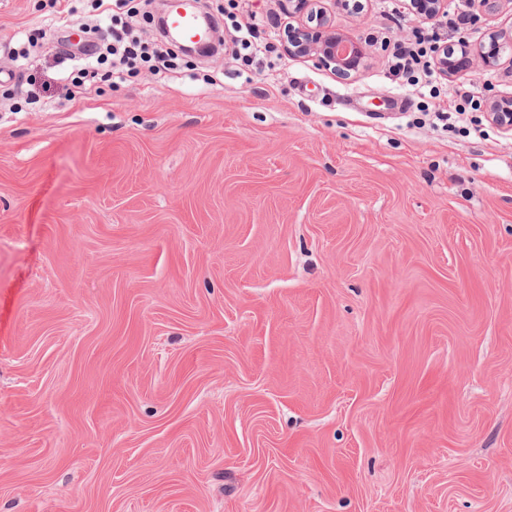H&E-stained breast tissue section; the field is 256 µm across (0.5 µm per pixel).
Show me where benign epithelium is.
Masks as SVG:
<instances>
[{
  "mask_svg": "<svg viewBox=\"0 0 512 512\" xmlns=\"http://www.w3.org/2000/svg\"><path fill=\"white\" fill-rule=\"evenodd\" d=\"M288 13L306 17V23L286 29L283 50L293 56H313L340 78L347 79L364 66L367 51L358 41L336 29L330 17V7H346L349 0H287ZM332 6H327V3ZM445 0H410L412 11L423 21L435 19ZM512 45V36L495 33L488 43L473 52L469 49L459 59L436 58L438 69L448 77L466 75L474 62L489 68L499 64L504 43ZM489 120L504 131L512 130V97L493 99L489 104Z\"/></svg>",
  "mask_w": 512,
  "mask_h": 512,
  "instance_id": "7a95c632",
  "label": "benign epithelium"
}]
</instances>
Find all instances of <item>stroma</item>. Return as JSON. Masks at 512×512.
Segmentation results:
<instances>
[{"label":"stroma","instance_id":"stroma-1","mask_svg":"<svg viewBox=\"0 0 512 512\" xmlns=\"http://www.w3.org/2000/svg\"><path fill=\"white\" fill-rule=\"evenodd\" d=\"M407 4L332 11L343 81L281 0H197L214 53L74 104L51 0H0V512H512V131L423 117L512 60L394 79ZM288 13L304 17L305 24L289 27L283 37V50L287 55L313 56L340 78L357 74L364 66L367 51L357 40L337 30L330 17L333 7L349 6L348 0H287ZM309 23H315L310 26ZM237 33H240V36H237L236 44L237 48L235 49V58L236 60H241L244 63H249L251 61V55L253 53L260 52L258 46H255L250 38H253V24L251 23H241L236 22Z\"/></svg>","mask_w":512,"mask_h":512}]
</instances>
